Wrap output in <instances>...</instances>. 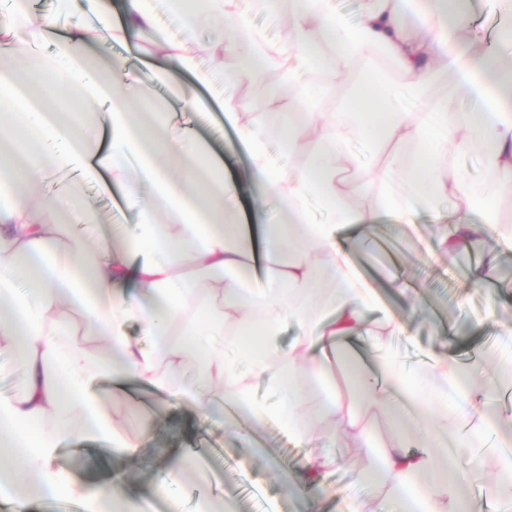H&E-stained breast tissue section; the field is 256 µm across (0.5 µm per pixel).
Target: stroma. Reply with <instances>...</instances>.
Instances as JSON below:
<instances>
[{"label":"stroma","mask_w":512,"mask_h":512,"mask_svg":"<svg viewBox=\"0 0 512 512\" xmlns=\"http://www.w3.org/2000/svg\"><path fill=\"white\" fill-rule=\"evenodd\" d=\"M187 135L208 143L211 153L223 160L227 176L248 183L247 151L228 118L215 114L208 125L189 124ZM67 192L97 202L99 223L77 227L89 240L100 239L112 225L137 222L136 212L125 205L121 186L108 173L91 179L73 173L49 175L42 201L50 203ZM465 212V202L452 196L419 209L412 224L399 231L392 228L390 216L377 214L369 234L373 248L358 247L353 261L360 276L376 290L382 309L408 327V338H389L386 349L421 365L430 354L446 349L445 337L453 327L462 344L463 363L488 374L512 349V337L505 333L512 327V251L499 245L494 236H485L476 249L496 252L497 260L483 284L471 285L469 257L451 258L438 248L439 220H452ZM399 283L417 289L415 304H408L396 291ZM100 392L118 433L139 438L135 457L115 459L106 441L87 439L63 443L55 465L72 483L85 487L107 483L109 468L119 465L127 477V496L144 512H169L159 479L188 460L204 470L206 479L200 483L194 474L186 475L180 489L184 512H196L204 497L232 501L237 512H345L352 495L361 498L365 512H377L386 497L383 488L367 487L356 482L355 476L373 466L376 449L389 442L392 423L388 416L372 419L364 449L337 447L335 423L315 422L323 445L337 455L340 464L325 475L321 490L297 498L284 491L280 472L299 473L310 451L295 447L280 427L249 426L250 439L245 442L225 430L223 421L190 404L170 406L165 396L137 380H128L120 391L105 383ZM497 469V458H484L465 485L468 499L483 503L482 512H512V489L496 486Z\"/></svg>","instance_id":"stroma-1"}]
</instances>
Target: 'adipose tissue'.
Listing matches in <instances>:
<instances>
[{"instance_id":"1","label":"adipose tissue","mask_w":512,"mask_h":512,"mask_svg":"<svg viewBox=\"0 0 512 512\" xmlns=\"http://www.w3.org/2000/svg\"><path fill=\"white\" fill-rule=\"evenodd\" d=\"M94 2L77 23L72 0H56L47 14L33 11L31 0H0V59L10 61L0 66V170L22 182L0 188V349L19 353L23 372L21 395L0 399V491L23 510L24 477L39 493L78 498L84 512H137L117 489L78 487L54 465L61 442L75 437L135 453L136 442L114 437L96 386L108 378L119 388L136 378L217 419L230 407L255 423L275 421L303 447L319 440L316 420L335 422L344 446L357 447L368 438L367 414L390 413L411 424L422 446L410 449L408 438L395 436L361 482L386 488L391 512H473L457 489L479 460L475 441L492 424L488 405L501 375L512 374V359L481 377L454 356L432 357L427 388L402 362L381 359L376 371L366 370L358 344L372 333L405 334L406 326L388 316L371 327L377 299L355 271L346 235L368 229L369 210L407 224L418 208L454 194L481 220L451 223L441 238L447 253L469 250L488 233L512 246V228L498 222L491 202L512 195V60L484 45L459 0H429L422 12L413 0H368L352 19L332 0H205L202 13L188 10L187 0H125L117 18L105 0ZM257 10L287 13V43L252 26ZM164 13L177 19L178 35L160 27ZM204 14L225 30L210 46L213 57L235 53L245 36L250 50L240 56L241 76L271 79L262 109L233 85L216 95L248 152L262 208L288 218L267 227L258 249L239 222L233 202L241 187L225 177L223 162L204 146L187 153L184 138L170 136L172 114L156 110L147 80L127 82L139 56L112 57L113 43L135 47L148 34L163 73L189 72L209 84L197 39ZM48 40L52 53L38 54ZM372 57L390 64L419 110L389 109L382 78L368 79L362 69ZM303 73L321 75L335 112L295 94ZM443 75L448 97L431 98ZM74 93L92 120L53 111L52 95ZM452 98L477 108L449 111ZM95 127L107 128L110 148L92 135ZM356 141L375 146V167L351 152ZM408 142L422 146L411 158L399 150ZM480 143L487 194L449 169V154ZM274 144L304 161L277 166ZM75 169L110 173L122 185L128 208L139 214L136 236L119 226L90 246L72 229L73 220H97L89 198L69 199L60 212L36 202L50 173ZM316 208L324 221L312 219ZM327 270L333 283L324 288ZM287 322L299 333L283 347L277 338ZM83 323L104 350L80 337ZM131 323L150 336L151 348L130 341ZM195 337L204 341L203 369L189 378L181 368ZM162 364L164 377L157 374ZM343 367L352 378L345 387L336 380ZM253 374L266 379L274 404L253 400ZM381 385L407 395L408 404L388 411L376 395ZM478 386L486 404L449 403V392ZM48 418L53 429L39 430ZM338 464L332 453L312 456L302 473L283 474V486L309 495Z\"/></svg>"}]
</instances>
